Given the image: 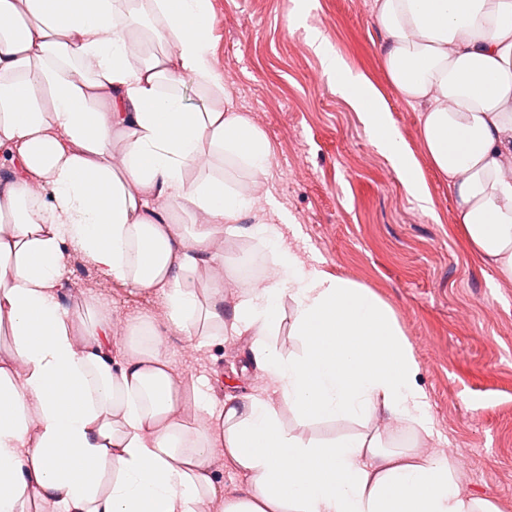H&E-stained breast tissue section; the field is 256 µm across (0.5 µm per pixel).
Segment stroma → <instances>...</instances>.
Returning <instances> with one entry per match:
<instances>
[{"mask_svg": "<svg viewBox=\"0 0 512 512\" xmlns=\"http://www.w3.org/2000/svg\"><path fill=\"white\" fill-rule=\"evenodd\" d=\"M211 0L213 63L233 105L266 135L265 190L287 219L303 258L370 288L395 311L419 364L432 417L431 454L453 458L463 487L512 512V282L471 252L452 194L420 139V112L389 83L374 0ZM318 29L353 71L378 90L430 195H409L368 141L357 112L336 94L307 28ZM68 307L100 302L115 334L161 310L155 294L102 281L79 255L62 281ZM250 333L207 343L178 333L163 350L214 404L270 392L254 364Z\"/></svg>", "mask_w": 512, "mask_h": 512, "instance_id": "1", "label": "stroma"}]
</instances>
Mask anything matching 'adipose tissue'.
Here are the masks:
<instances>
[{"mask_svg": "<svg viewBox=\"0 0 512 512\" xmlns=\"http://www.w3.org/2000/svg\"><path fill=\"white\" fill-rule=\"evenodd\" d=\"M210 0H0V512H498L449 457L385 450L432 434L419 365L392 308L306 263L258 208L270 144L213 65ZM381 60L421 107L420 136L469 247L512 282V0H376ZM324 72L407 193L428 194L377 91L319 39ZM209 98L187 110L184 80ZM245 170L248 191L218 166ZM195 229L184 233L182 216ZM258 240L264 278L224 306V243ZM102 279L160 295L113 353L97 304L66 306L70 254ZM294 305L283 356L268 343ZM255 338L271 395L212 408L163 351L171 332ZM289 410L295 426L283 420ZM390 427L318 439L315 422ZM246 478L224 499L212 451Z\"/></svg>", "mask_w": 512, "mask_h": 512, "instance_id": "1", "label": "adipose tissue"}]
</instances>
